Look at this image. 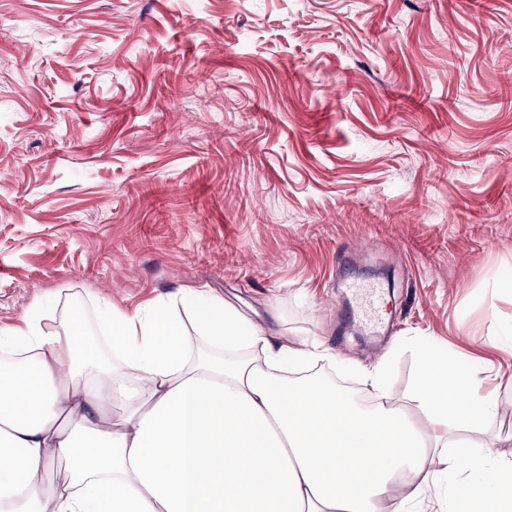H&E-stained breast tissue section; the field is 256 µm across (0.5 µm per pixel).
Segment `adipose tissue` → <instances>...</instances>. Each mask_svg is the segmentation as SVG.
Listing matches in <instances>:
<instances>
[{
	"instance_id": "adipose-tissue-1",
	"label": "adipose tissue",
	"mask_w": 512,
	"mask_h": 512,
	"mask_svg": "<svg viewBox=\"0 0 512 512\" xmlns=\"http://www.w3.org/2000/svg\"><path fill=\"white\" fill-rule=\"evenodd\" d=\"M46 304L0 326V512H415L430 466L498 474L484 512L512 505V462L491 444L449 451L495 405L478 371L421 353L413 407L368 375L372 406L290 366L334 362L324 344L267 333L195 289L126 312L102 300L111 357L79 309ZM198 333L190 343L186 326Z\"/></svg>"
}]
</instances>
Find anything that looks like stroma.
I'll use <instances>...</instances> for the list:
<instances>
[{
	"label": "stroma",
	"instance_id": "stroma-1",
	"mask_svg": "<svg viewBox=\"0 0 512 512\" xmlns=\"http://www.w3.org/2000/svg\"><path fill=\"white\" fill-rule=\"evenodd\" d=\"M184 288L401 405L467 362L512 458V0H0V324Z\"/></svg>",
	"mask_w": 512,
	"mask_h": 512
}]
</instances>
